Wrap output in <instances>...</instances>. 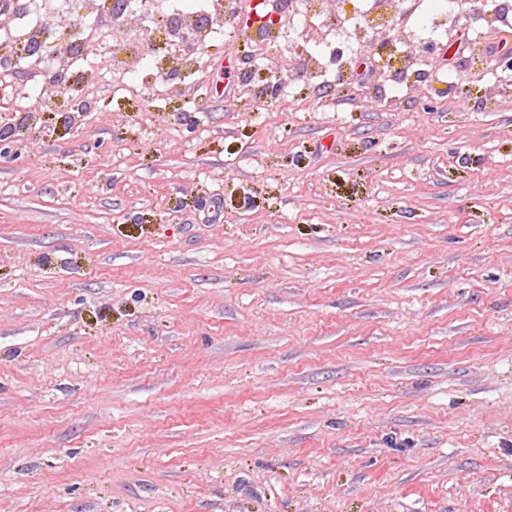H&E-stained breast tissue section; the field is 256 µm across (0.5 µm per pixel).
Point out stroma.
<instances>
[{
	"mask_svg": "<svg viewBox=\"0 0 512 512\" xmlns=\"http://www.w3.org/2000/svg\"><path fill=\"white\" fill-rule=\"evenodd\" d=\"M439 2L341 78L84 10L71 91L9 72L0 512H512V24ZM194 14H198L197 12L191 13H183L181 11H177L175 13L169 14L165 19V36H169L166 39V44L164 47L159 48V50L167 51L166 54L161 57L157 63L156 67L163 69L162 63L163 59L168 55H171L176 61L177 64H180L182 68L187 70H193L196 67L199 57L197 56V52L200 44L204 43L211 33V29H208L206 26L197 27L195 19L193 18ZM191 30L193 32V37L191 40L187 42H176L171 36V33L177 32L178 30Z\"/></svg>",
	"mask_w": 512,
	"mask_h": 512,
	"instance_id": "1",
	"label": "stroma"
}]
</instances>
